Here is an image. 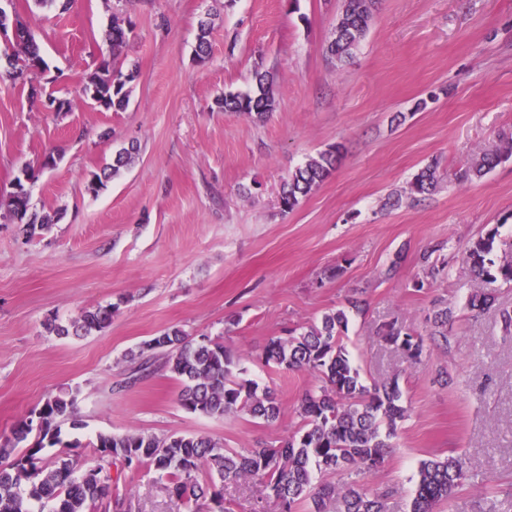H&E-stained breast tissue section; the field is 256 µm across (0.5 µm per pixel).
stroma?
<instances>
[{"label": "stroma", "mask_w": 512, "mask_h": 512, "mask_svg": "<svg viewBox=\"0 0 512 512\" xmlns=\"http://www.w3.org/2000/svg\"><path fill=\"white\" fill-rule=\"evenodd\" d=\"M40 45L46 90L74 98L112 54L103 30L131 21L121 57L136 66L126 109L80 103L45 112L28 85L0 79V191L27 166L37 209L57 212L27 238L0 220V435L46 397L73 394L83 428L61 427L40 462L70 455L99 461L97 434H203L228 448L278 443L298 425L297 399L314 383L277 371L260 355L275 336L316 322L349 299L363 300L344 339L365 383L399 374L408 408L395 446L368 484L387 492V512H408L418 463L458 455L467 477L438 512H512V285L474 315L479 284L461 266L416 290L419 254L466 245L498 228L499 260L512 259V159L481 180L461 169L512 137V0H378L349 60L326 46L343 0H71L65 13L13 0ZM210 59L195 60L201 22ZM275 74L276 112L263 122L219 110L216 99L249 91L256 68ZM137 144L134 164L99 195L91 172ZM335 171L290 212L277 196L289 173L332 145ZM438 161L435 192L411 190ZM400 260L398 277L383 270ZM453 310L450 348L427 345L419 363L380 342L378 323L422 330L434 299ZM113 306L100 333L58 337L66 324ZM170 327L222 342L247 377L276 389L281 411L267 424L239 413L192 414L162 364L125 386L129 351ZM448 371L447 386L433 378ZM132 512H186L154 471L121 475ZM232 512H281L255 480L225 484Z\"/></svg>", "instance_id": "35a3bbf8"}]
</instances>
